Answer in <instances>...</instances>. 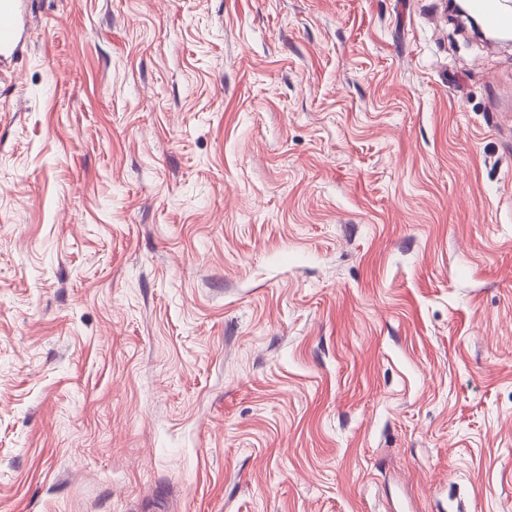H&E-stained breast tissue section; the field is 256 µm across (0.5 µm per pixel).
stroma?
Segmentation results:
<instances>
[{
	"instance_id": "stroma-1",
	"label": "stroma",
	"mask_w": 512,
	"mask_h": 512,
	"mask_svg": "<svg viewBox=\"0 0 512 512\" xmlns=\"http://www.w3.org/2000/svg\"><path fill=\"white\" fill-rule=\"evenodd\" d=\"M25 8L0 512H512V46L446 0Z\"/></svg>"
}]
</instances>
